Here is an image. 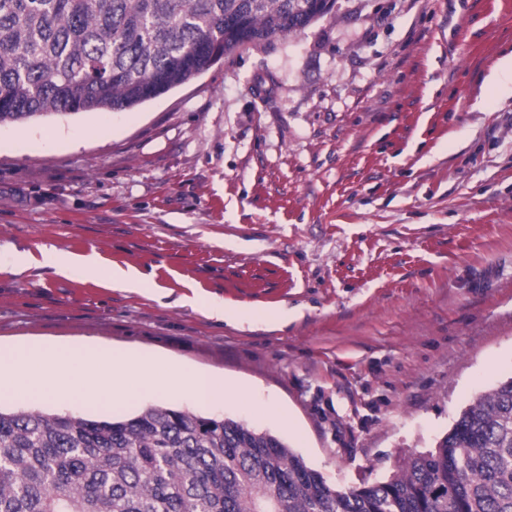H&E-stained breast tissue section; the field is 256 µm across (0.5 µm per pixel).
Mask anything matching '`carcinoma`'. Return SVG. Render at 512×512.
I'll return each instance as SVG.
<instances>
[{
  "label": "carcinoma",
  "instance_id": "obj_1",
  "mask_svg": "<svg viewBox=\"0 0 512 512\" xmlns=\"http://www.w3.org/2000/svg\"><path fill=\"white\" fill-rule=\"evenodd\" d=\"M322 17L320 0H0V125L132 109ZM0 512H512V377L348 490L229 418L0 410Z\"/></svg>",
  "mask_w": 512,
  "mask_h": 512
}]
</instances>
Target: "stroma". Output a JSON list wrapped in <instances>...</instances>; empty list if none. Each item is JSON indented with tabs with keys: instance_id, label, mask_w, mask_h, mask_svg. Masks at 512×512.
<instances>
[{
	"instance_id": "35a3bbf8",
	"label": "stroma",
	"mask_w": 512,
	"mask_h": 512,
	"mask_svg": "<svg viewBox=\"0 0 512 512\" xmlns=\"http://www.w3.org/2000/svg\"><path fill=\"white\" fill-rule=\"evenodd\" d=\"M509 50L512 0H336L134 109L0 125V345L129 348L238 390L0 408L231 418L341 489L431 449L512 376ZM50 247L103 266L57 274ZM112 287L122 288L126 290L139 291L149 284L147 275L138 269L129 267L123 269L120 267L112 268V276L110 278ZM189 302L191 305L199 307L204 311V313H206L207 316L211 318H216L223 321H236L237 319L233 310L224 308L223 301L198 294L195 295L192 299H189Z\"/></svg>"
}]
</instances>
